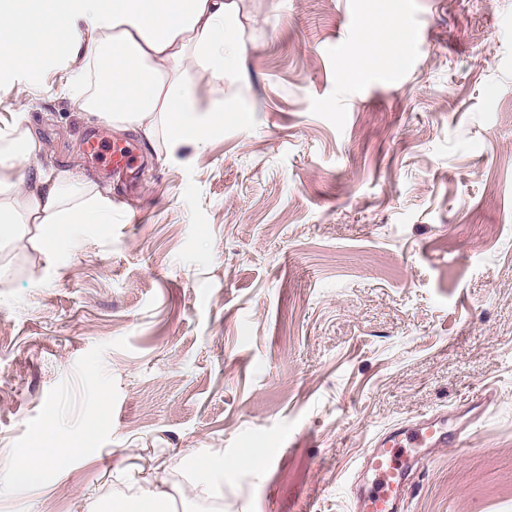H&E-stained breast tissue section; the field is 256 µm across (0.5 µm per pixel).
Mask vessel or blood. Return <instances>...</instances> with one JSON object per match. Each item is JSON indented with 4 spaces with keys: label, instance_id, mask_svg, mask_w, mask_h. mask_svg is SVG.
Returning <instances> with one entry per match:
<instances>
[{
    "label": "vessel or blood",
    "instance_id": "obj_1",
    "mask_svg": "<svg viewBox=\"0 0 512 512\" xmlns=\"http://www.w3.org/2000/svg\"><path fill=\"white\" fill-rule=\"evenodd\" d=\"M85 147L90 156L102 159L109 171L120 173L133 165L129 145L94 134L87 138ZM465 435V427L450 425L444 416L403 424L379 435L366 457L372 487L357 501V512H401L409 496L407 477L412 461L434 448L461 447Z\"/></svg>",
    "mask_w": 512,
    "mask_h": 512
}]
</instances>
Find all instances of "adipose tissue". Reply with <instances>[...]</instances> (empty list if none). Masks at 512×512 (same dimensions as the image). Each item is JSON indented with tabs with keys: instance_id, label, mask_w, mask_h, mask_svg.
Segmentation results:
<instances>
[{
	"instance_id": "1",
	"label": "adipose tissue",
	"mask_w": 512,
	"mask_h": 512,
	"mask_svg": "<svg viewBox=\"0 0 512 512\" xmlns=\"http://www.w3.org/2000/svg\"><path fill=\"white\" fill-rule=\"evenodd\" d=\"M248 20L246 0H0V86L75 62L66 87L81 111L163 140L173 159L203 146L236 111L212 89L242 74ZM40 151L24 115L0 120V241L33 225L57 254L71 246L65 226L111 223L112 198L73 171L37 165ZM25 162L33 174L21 173ZM80 452L22 455L6 474L33 484Z\"/></svg>"
}]
</instances>
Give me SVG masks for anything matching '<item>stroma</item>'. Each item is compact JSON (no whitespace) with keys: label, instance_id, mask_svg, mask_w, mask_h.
<instances>
[{"label":"stroma","instance_id":"1","mask_svg":"<svg viewBox=\"0 0 512 512\" xmlns=\"http://www.w3.org/2000/svg\"><path fill=\"white\" fill-rule=\"evenodd\" d=\"M250 8L246 121L174 160L87 118L63 74L0 87L42 163L113 206L54 257L33 228L0 242V471L83 448L0 481V512L149 489L177 512H352L376 435L439 411L465 448L425 457L407 512H512V0ZM382 14L416 22L418 52L364 41ZM398 54L405 72L376 81ZM91 133L135 147V186L86 154ZM83 452L78 445L58 448L57 453L51 457L41 458L29 455H21L15 458L6 469V474L14 485H27L39 482L45 471L50 468H58L66 459Z\"/></svg>","mask_w":512,"mask_h":512}]
</instances>
